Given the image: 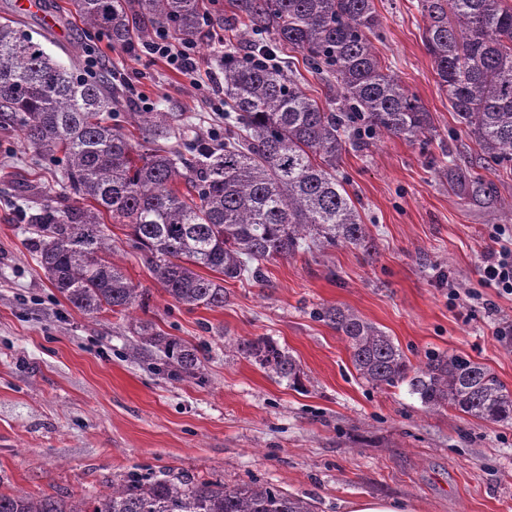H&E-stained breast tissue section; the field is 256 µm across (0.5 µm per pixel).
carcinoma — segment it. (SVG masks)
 <instances>
[{"label": "carcinoma", "instance_id": "obj_1", "mask_svg": "<svg viewBox=\"0 0 512 512\" xmlns=\"http://www.w3.org/2000/svg\"><path fill=\"white\" fill-rule=\"evenodd\" d=\"M422 38L460 132L487 163L512 167V0H418ZM89 29L112 45L130 43L143 20L191 41L202 28L203 0H73ZM249 26L303 54L331 96L309 98L281 67L224 54V141L164 148L165 112H133L142 141L105 114L118 92L107 74L79 77L0 16V120L26 146L64 166L62 193L27 214L51 285L78 311L124 314L144 292L112 263L105 219L129 229L162 290L192 310L222 308L224 279L262 277V264L339 244L366 253L371 238L338 175L347 146L380 137L418 141L433 132L429 112L388 72L372 39L382 26L374 0H238ZM185 190H180L179 185ZM343 336L359 376L374 388L407 386L429 411L453 409L488 422H512V391L470 358L432 352L413 367L391 336L349 307L317 312ZM136 350L160 353L156 371L198 378L195 345L149 321L132 327ZM264 371L295 387L301 369L269 337L229 343ZM0 512H314L313 505L257 481L227 486L186 474L131 477L87 501L72 495L0 493Z\"/></svg>", "mask_w": 512, "mask_h": 512}]
</instances>
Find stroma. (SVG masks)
<instances>
[{
	"mask_svg": "<svg viewBox=\"0 0 512 512\" xmlns=\"http://www.w3.org/2000/svg\"><path fill=\"white\" fill-rule=\"evenodd\" d=\"M62 29L39 16L23 30L62 63L96 53L143 96H120L114 122L166 112L190 143L223 130L224 113L160 60L87 34L72 0H44ZM235 0H205L213 25L195 51L202 73L225 52L254 47ZM417 0H375V46L433 118L421 141L382 138L348 148L339 173L358 200L371 253L339 245L278 259L264 281L230 280L223 307L189 310L163 292L121 225L112 261L145 293L136 318L199 349L201 376L175 381L133 359L126 320L78 312L51 286L28 228V202L60 190L61 168L40 160L18 128L0 125V493L93 499L130 475L184 471L232 486L255 480L304 498L315 512H347L366 498L407 501L417 512H512V422L451 409L426 411L406 387L375 389L346 341L317 313L344 306L392 336L412 366L427 353L468 356L512 389V295L484 285L479 265L495 225L512 226V170L487 166L440 91L422 42ZM235 17L234 27L224 25ZM480 192L452 181L469 171ZM267 336L302 371L300 387L269 376L225 341Z\"/></svg>",
	"mask_w": 512,
	"mask_h": 512,
	"instance_id": "stroma-1",
	"label": "stroma"
}]
</instances>
